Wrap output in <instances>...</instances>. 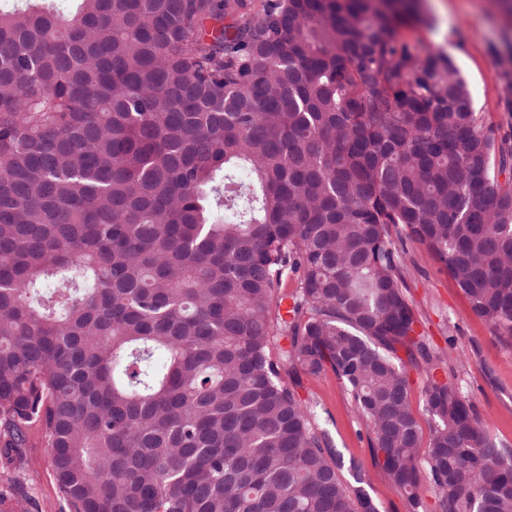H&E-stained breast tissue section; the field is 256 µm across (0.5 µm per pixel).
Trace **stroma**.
<instances>
[{
    "label": "stroma",
    "mask_w": 512,
    "mask_h": 512,
    "mask_svg": "<svg viewBox=\"0 0 512 512\" xmlns=\"http://www.w3.org/2000/svg\"><path fill=\"white\" fill-rule=\"evenodd\" d=\"M414 14L400 29L401 38L416 52H447L471 93L473 106L485 123L512 130L505 112V73H512V0H413ZM405 253L408 296L419 317L418 330L434 350L455 363L464 392L473 401L488 434L512 445V339L496 338L473 315L467 299L411 242ZM329 434L344 461L361 463L363 488L380 512H410L406 499L374 465L364 420L333 373L304 380L299 390ZM23 453L26 512H60V498L48 451L39 431L28 434Z\"/></svg>",
    "instance_id": "35a3bbf8"
}]
</instances>
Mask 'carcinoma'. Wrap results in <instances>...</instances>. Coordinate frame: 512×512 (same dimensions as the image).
<instances>
[{
    "instance_id": "obj_1",
    "label": "carcinoma",
    "mask_w": 512,
    "mask_h": 512,
    "mask_svg": "<svg viewBox=\"0 0 512 512\" xmlns=\"http://www.w3.org/2000/svg\"><path fill=\"white\" fill-rule=\"evenodd\" d=\"M76 2L0 10V485L37 428L61 512H379L330 371L411 512L423 447L438 512H512L398 246L512 336V135L448 58L391 0ZM309 401L318 421L329 434L333 448L343 456L344 478L352 485L348 467L351 460L361 463L365 482L361 485L381 512H410L406 499L392 486L386 474L373 464L366 438L364 420L358 417L350 396L332 372L318 378L304 379L298 389Z\"/></svg>"
}]
</instances>
